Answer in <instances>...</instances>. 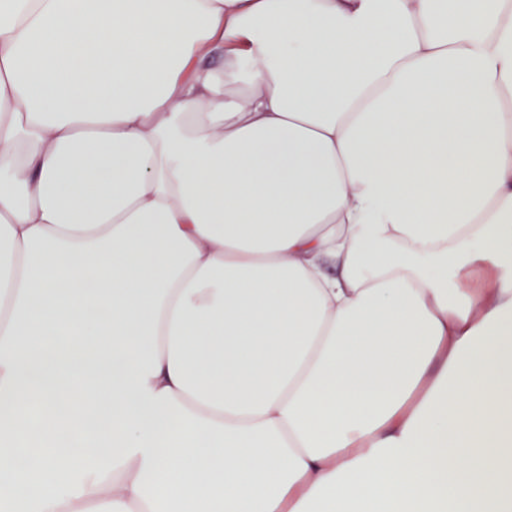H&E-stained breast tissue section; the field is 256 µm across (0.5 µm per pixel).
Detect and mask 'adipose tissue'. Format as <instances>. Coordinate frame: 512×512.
Masks as SVG:
<instances>
[{"mask_svg":"<svg viewBox=\"0 0 512 512\" xmlns=\"http://www.w3.org/2000/svg\"><path fill=\"white\" fill-rule=\"evenodd\" d=\"M29 2L0 512H512V0Z\"/></svg>","mask_w":512,"mask_h":512,"instance_id":"ef3b65f1","label":"adipose tissue"}]
</instances>
